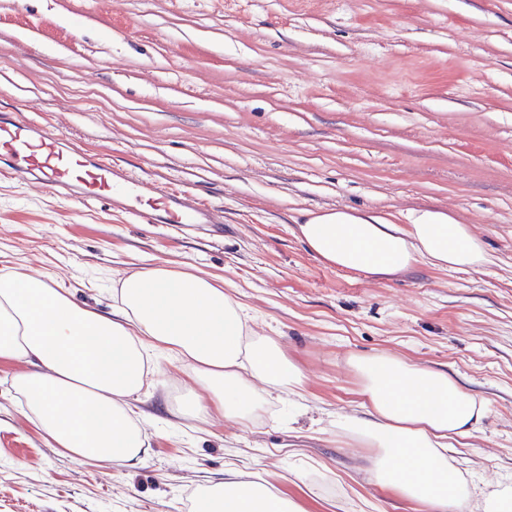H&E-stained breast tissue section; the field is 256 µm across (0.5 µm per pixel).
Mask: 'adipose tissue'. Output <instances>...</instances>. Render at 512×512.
Instances as JSON below:
<instances>
[{"instance_id":"adipose-tissue-1","label":"adipose tissue","mask_w":512,"mask_h":512,"mask_svg":"<svg viewBox=\"0 0 512 512\" xmlns=\"http://www.w3.org/2000/svg\"><path fill=\"white\" fill-rule=\"evenodd\" d=\"M302 240L326 266L373 280L415 264L478 271L492 258L469 225L440 210L399 223L391 214L307 212ZM104 315L77 304L51 277L0 266V363H26L12 387L44 439L80 464H136L146 441L135 401L152 374L151 351L173 355L192 389L181 416L251 421L263 387L299 394L300 368L278 342L250 333L222 278L168 264L143 266L112 283ZM366 418H345L377 454L375 481L426 512H512V492L462 484L448 463L454 444L478 431L487 405L451 374L380 356L353 360ZM198 512H297L268 487L226 471L200 491Z\"/></svg>"}]
</instances>
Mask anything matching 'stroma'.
<instances>
[{"label": "stroma", "instance_id": "1", "mask_svg": "<svg viewBox=\"0 0 512 512\" xmlns=\"http://www.w3.org/2000/svg\"><path fill=\"white\" fill-rule=\"evenodd\" d=\"M0 0V112L224 214V234L134 224L0 178V262L112 309L143 262L222 277L252 329L302 369L303 399L265 392L246 427L178 418L179 363L137 405L141 463L51 447L0 364V512H195L233 468L301 512H424L377 484L337 421L361 411L355 357L454 375L486 399L448 460L512 489V0ZM423 209L470 225L495 263L371 281L302 242L305 211Z\"/></svg>", "mask_w": 512, "mask_h": 512}]
</instances>
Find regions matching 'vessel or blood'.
<instances>
[{"label":"vessel or blood","mask_w":512,"mask_h":512,"mask_svg":"<svg viewBox=\"0 0 512 512\" xmlns=\"http://www.w3.org/2000/svg\"><path fill=\"white\" fill-rule=\"evenodd\" d=\"M0 174L35 182L60 196L89 203L102 198L139 224H219L212 207L186 202L181 192L156 188L145 195L139 177L84 152L39 123L0 115Z\"/></svg>","instance_id":"b4317fda"}]
</instances>
